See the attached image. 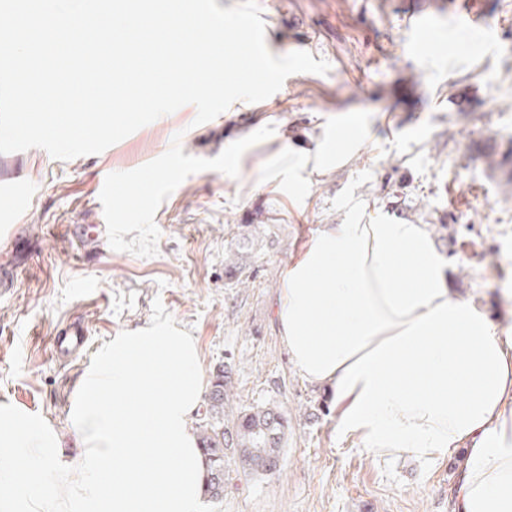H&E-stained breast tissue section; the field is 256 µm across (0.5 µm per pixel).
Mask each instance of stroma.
Wrapping results in <instances>:
<instances>
[{
	"mask_svg": "<svg viewBox=\"0 0 512 512\" xmlns=\"http://www.w3.org/2000/svg\"><path fill=\"white\" fill-rule=\"evenodd\" d=\"M453 3L493 39L452 41L457 63L426 61L425 85L411 80L408 0H262L268 50L307 51L328 74L291 75L279 96L201 125L185 105L97 155L0 154V264L17 269L0 295V402L45 417L76 454L67 415L88 362L56 358L51 336L83 323L96 353L148 325L158 299L206 375L231 365L237 405L288 414L280 475L226 482L220 512H453L463 453L427 465L339 440L325 389L293 368L274 318L282 268L358 211L426 225L454 289L512 331V0ZM345 116L363 146L321 161ZM104 176L120 195L106 215ZM101 220L102 243L72 237ZM240 224L266 235L249 287L233 288L224 250Z\"/></svg>",
	"mask_w": 512,
	"mask_h": 512,
	"instance_id": "35a3bbf8",
	"label": "stroma"
}]
</instances>
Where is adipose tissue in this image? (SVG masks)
I'll list each match as a JSON object with an SVG mask.
<instances>
[{
  "mask_svg": "<svg viewBox=\"0 0 512 512\" xmlns=\"http://www.w3.org/2000/svg\"><path fill=\"white\" fill-rule=\"evenodd\" d=\"M448 267L422 224L320 225L281 271L279 334L340 440L428 464L466 449L456 512H512V333Z\"/></svg>",
  "mask_w": 512,
  "mask_h": 512,
  "instance_id": "obj_1",
  "label": "adipose tissue"
}]
</instances>
